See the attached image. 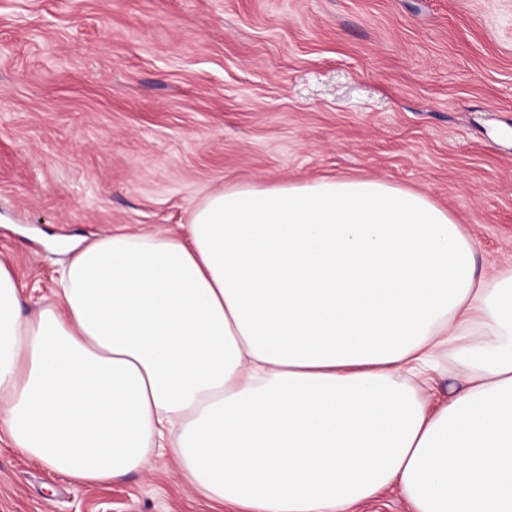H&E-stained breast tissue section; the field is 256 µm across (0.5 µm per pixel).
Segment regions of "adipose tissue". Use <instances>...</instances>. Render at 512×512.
<instances>
[{
	"label": "adipose tissue",
	"instance_id": "ef3b65f1",
	"mask_svg": "<svg viewBox=\"0 0 512 512\" xmlns=\"http://www.w3.org/2000/svg\"><path fill=\"white\" fill-rule=\"evenodd\" d=\"M375 178L240 184L178 231L116 230L21 312L0 260L9 440L108 485L167 440L230 512H512V267ZM463 383L430 393L440 356ZM359 512H412L410 504L398 488L385 491L376 501L363 506Z\"/></svg>",
	"mask_w": 512,
	"mask_h": 512
}]
</instances>
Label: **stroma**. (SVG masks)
I'll return each mask as SVG.
<instances>
[{"label": "stroma", "mask_w": 512, "mask_h": 512, "mask_svg": "<svg viewBox=\"0 0 512 512\" xmlns=\"http://www.w3.org/2000/svg\"><path fill=\"white\" fill-rule=\"evenodd\" d=\"M378 178L512 266V0H0V260L22 310L72 240L237 183ZM0 512H225L177 460L72 482L0 431Z\"/></svg>", "instance_id": "1"}]
</instances>
